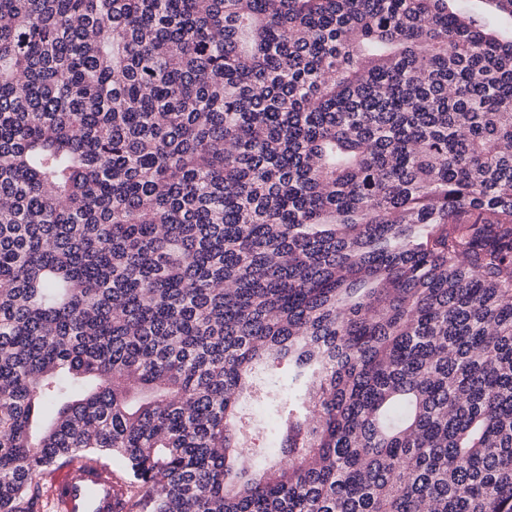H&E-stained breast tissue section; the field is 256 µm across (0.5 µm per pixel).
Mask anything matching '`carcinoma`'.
I'll use <instances>...</instances> for the list:
<instances>
[{
    "mask_svg": "<svg viewBox=\"0 0 512 512\" xmlns=\"http://www.w3.org/2000/svg\"><path fill=\"white\" fill-rule=\"evenodd\" d=\"M75 454L121 512H512V39L0 0V512Z\"/></svg>",
    "mask_w": 512,
    "mask_h": 512,
    "instance_id": "1",
    "label": "carcinoma"
}]
</instances>
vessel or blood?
<instances>
[{
    "mask_svg": "<svg viewBox=\"0 0 512 512\" xmlns=\"http://www.w3.org/2000/svg\"><path fill=\"white\" fill-rule=\"evenodd\" d=\"M123 497V483L111 467L83 455L71 457L48 488L54 512H118Z\"/></svg>",
    "mask_w": 512,
    "mask_h": 512,
    "instance_id": "1",
    "label": "vessel or blood"
}]
</instances>
